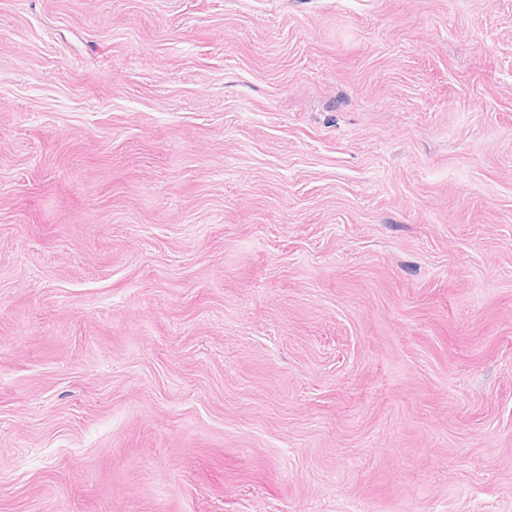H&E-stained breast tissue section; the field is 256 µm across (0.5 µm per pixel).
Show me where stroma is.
<instances>
[{"instance_id": "35a3bbf8", "label": "stroma", "mask_w": 512, "mask_h": 512, "mask_svg": "<svg viewBox=\"0 0 512 512\" xmlns=\"http://www.w3.org/2000/svg\"><path fill=\"white\" fill-rule=\"evenodd\" d=\"M0 512H512V0H0Z\"/></svg>"}]
</instances>
